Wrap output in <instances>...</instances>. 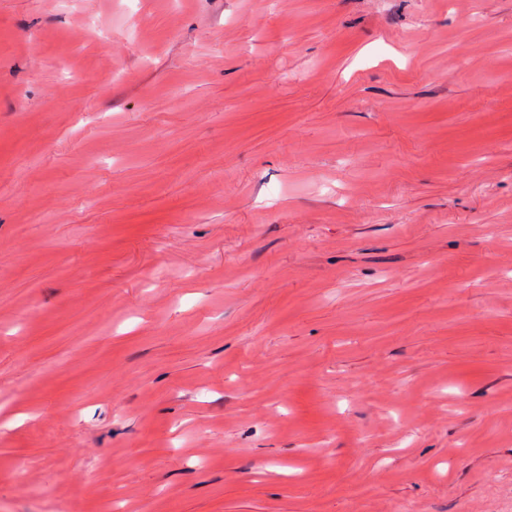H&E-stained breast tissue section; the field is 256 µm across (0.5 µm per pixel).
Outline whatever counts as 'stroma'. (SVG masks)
<instances>
[{
    "mask_svg": "<svg viewBox=\"0 0 512 512\" xmlns=\"http://www.w3.org/2000/svg\"><path fill=\"white\" fill-rule=\"evenodd\" d=\"M117 507L512 512V0H0V512Z\"/></svg>",
    "mask_w": 512,
    "mask_h": 512,
    "instance_id": "35a3bbf8",
    "label": "stroma"
}]
</instances>
